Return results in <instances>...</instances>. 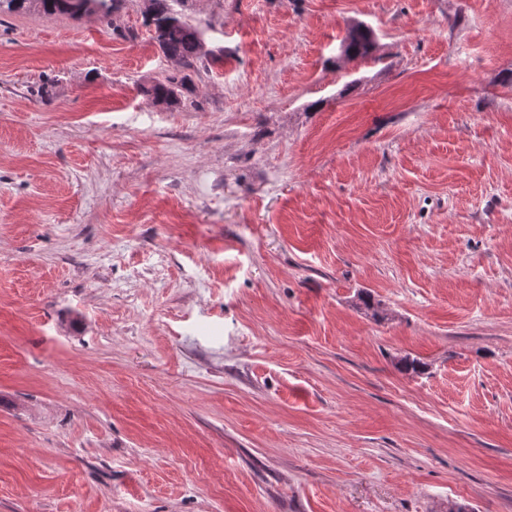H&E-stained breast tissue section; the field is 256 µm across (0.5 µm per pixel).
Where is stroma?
Listing matches in <instances>:
<instances>
[{"instance_id":"stroma-1","label":"stroma","mask_w":512,"mask_h":512,"mask_svg":"<svg viewBox=\"0 0 512 512\" xmlns=\"http://www.w3.org/2000/svg\"><path fill=\"white\" fill-rule=\"evenodd\" d=\"M179 10L0 15V512H512V0ZM143 5L144 25L154 29L155 40L162 53L185 70L197 69L203 53V31L186 19L175 6L184 0H139ZM373 34L371 30L359 24L352 28L342 44V51L347 56H365L373 47ZM189 75H168L162 80H155L146 87L144 93L151 96L159 105L166 107L177 106L182 102L183 90L188 88Z\"/></svg>"}]
</instances>
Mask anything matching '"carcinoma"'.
I'll use <instances>...</instances> for the list:
<instances>
[{
    "label": "carcinoma",
    "mask_w": 512,
    "mask_h": 512,
    "mask_svg": "<svg viewBox=\"0 0 512 512\" xmlns=\"http://www.w3.org/2000/svg\"><path fill=\"white\" fill-rule=\"evenodd\" d=\"M126 0H0V13L37 10L46 16H80L94 12L107 20L125 5ZM144 25L154 29L155 40L162 53L175 60L184 70H196L205 56L203 31L184 19L176 5L184 0H141ZM373 47L371 30L359 24L352 28L342 44L348 56H365ZM189 75H168L143 87L159 105L177 106L182 102L183 90L188 88Z\"/></svg>",
    "instance_id": "cac0c4a2"
}]
</instances>
